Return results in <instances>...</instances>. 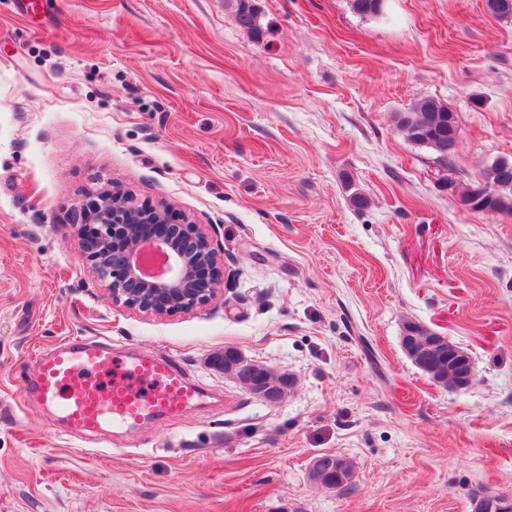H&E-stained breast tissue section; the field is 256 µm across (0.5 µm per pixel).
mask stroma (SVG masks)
Returning <instances> with one entry per match:
<instances>
[{
  "label": "stroma",
  "mask_w": 512,
  "mask_h": 512,
  "mask_svg": "<svg viewBox=\"0 0 512 512\" xmlns=\"http://www.w3.org/2000/svg\"><path fill=\"white\" fill-rule=\"evenodd\" d=\"M0 0V512H475L512 497V214L466 209L512 156V19L485 0ZM457 113L449 165L395 113ZM114 183L213 238L233 277L188 311L112 300L70 210ZM369 204L355 207L352 192ZM448 336L472 385L405 356ZM95 339L173 357L212 393L84 440L21 403L40 350ZM232 347L295 379L251 395ZM351 485L311 477L321 454ZM252 2L251 0H234V18L241 28L259 34L261 25L258 21V11Z\"/></svg>",
  "instance_id": "obj_1"
}]
</instances>
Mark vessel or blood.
<instances>
[{
    "mask_svg": "<svg viewBox=\"0 0 512 512\" xmlns=\"http://www.w3.org/2000/svg\"><path fill=\"white\" fill-rule=\"evenodd\" d=\"M201 397V387L171 358L116 354L94 340L43 351L21 391L22 400H35L42 413L60 417L76 438L98 433L107 423L133 428L174 416Z\"/></svg>",
    "mask_w": 512,
    "mask_h": 512,
    "instance_id": "vessel-or-blood-1",
    "label": "vessel or blood"
}]
</instances>
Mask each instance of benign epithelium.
I'll use <instances>...</instances> for the list:
<instances>
[{
  "instance_id": "7a95c632",
  "label": "benign epithelium",
  "mask_w": 512,
  "mask_h": 512,
  "mask_svg": "<svg viewBox=\"0 0 512 512\" xmlns=\"http://www.w3.org/2000/svg\"><path fill=\"white\" fill-rule=\"evenodd\" d=\"M82 255L112 299L131 309L169 315L194 309L224 284V259L211 237L190 222L176 223L164 203L140 202L113 186L87 193L69 213ZM247 390L269 403L276 393L253 376Z\"/></svg>"
}]
</instances>
